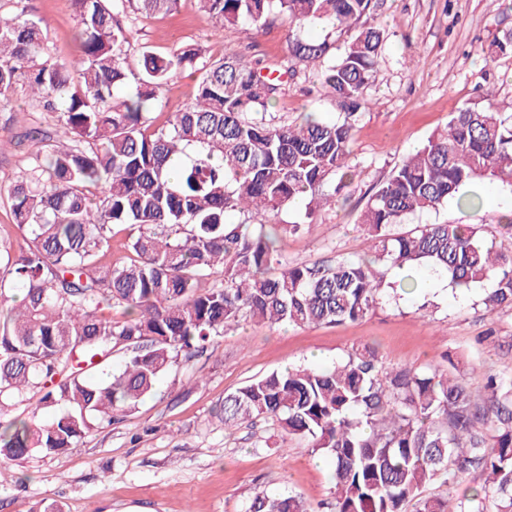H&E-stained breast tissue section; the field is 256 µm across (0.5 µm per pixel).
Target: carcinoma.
<instances>
[{
  "instance_id": "cac0c4a2",
  "label": "carcinoma",
  "mask_w": 512,
  "mask_h": 512,
  "mask_svg": "<svg viewBox=\"0 0 512 512\" xmlns=\"http://www.w3.org/2000/svg\"><path fill=\"white\" fill-rule=\"evenodd\" d=\"M0 12V97L28 89L56 114L68 144L36 152L28 173L0 190L25 246L0 248V411L48 382L53 417L0 430V457L63 451L90 429L135 409L181 356L242 320L273 326L339 325L385 298L364 260L282 264L280 240L302 225L254 224L301 205L306 223L335 202L324 187L353 176L360 109L368 107L383 31L378 0H198L214 34L260 32L276 16L357 32L319 81L344 110L275 121L290 72L231 51L204 61L192 44L130 58L142 18L172 14L180 0H72L77 53L50 55L48 22L23 6ZM327 40L288 36V56L316 60ZM199 73L195 99L155 125L150 104L169 79ZM483 177L512 186V113L461 108L379 184L358 217L375 260L426 268L455 289L487 280L483 304L512 308V248L462 221L393 232L410 215L452 201L477 213ZM230 212L241 220H226ZM116 227L127 260H102ZM122 308L123 322L112 318ZM118 344L123 366L92 371ZM484 404L462 378L437 367L387 371L358 346L329 369L288 368L224 397V425L272 422L282 445L301 437L334 465L333 512H448L425 489L454 471L485 475L454 512H512V378L488 376ZM247 512H306L292 494L258 493Z\"/></svg>"
}]
</instances>
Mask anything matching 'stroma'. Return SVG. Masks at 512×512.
<instances>
[{"label": "stroma", "mask_w": 512, "mask_h": 512, "mask_svg": "<svg viewBox=\"0 0 512 512\" xmlns=\"http://www.w3.org/2000/svg\"><path fill=\"white\" fill-rule=\"evenodd\" d=\"M50 23L55 56L74 54L77 21L70 0H32ZM375 16L384 42L374 78L365 91L371 106L354 134L355 177L313 224L286 236L283 260L336 262L373 257L357 217L379 182L452 112L471 106L512 112V54L493 43L512 29V0H380ZM136 46L159 54L180 44L203 48L206 58L233 51L281 67H295L294 81L274 108L290 123L313 112L341 117L323 96L319 74L340 56L354 32L303 36L328 39L329 57L295 63L286 52L289 27L276 21L260 33L228 28L216 38L197 0H181L175 15L142 19ZM194 76H174L153 109L157 123L189 103ZM0 127L14 144L0 153V185L20 178L35 148L30 129L55 134V118L23 89L0 101ZM486 204L474 217L487 238L512 242L500 223L512 211V187L486 183ZM483 287L451 291L427 287L424 294L390 300L363 318L336 326L269 327L240 321L211 339L204 351L178 359L152 395L114 423L95 422L76 446L56 454L34 451L20 462L0 459V512H246L260 492L297 495L309 512H330L331 464L303 438L281 443L271 422L232 428L220 416L226 395L267 373L288 367L327 368L353 347L374 348L387 370L433 364L454 369L470 391L484 393L486 374L512 376V308L486 309Z\"/></svg>", "instance_id": "stroma-1"}]
</instances>
